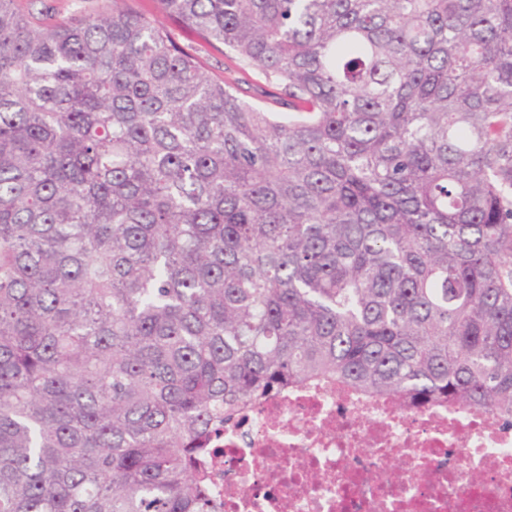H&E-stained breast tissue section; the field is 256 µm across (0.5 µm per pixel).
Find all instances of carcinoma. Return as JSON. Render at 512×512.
I'll list each match as a JSON object with an SVG mask.
<instances>
[{
    "mask_svg": "<svg viewBox=\"0 0 512 512\" xmlns=\"http://www.w3.org/2000/svg\"><path fill=\"white\" fill-rule=\"evenodd\" d=\"M0 0V512H216L290 386L512 415V0ZM105 0H41L37 8H45L48 16L53 19L62 20L70 17L93 16ZM157 17L172 38L187 52L196 56L210 74L224 78L231 87L248 91L244 96L247 101L274 112H288L286 108L271 103V94L276 92L273 78H268L258 69L241 62L225 51L223 46L215 47L205 43L186 26L160 15Z\"/></svg>",
    "mask_w": 512,
    "mask_h": 512,
    "instance_id": "carcinoma-1",
    "label": "carcinoma"
}]
</instances>
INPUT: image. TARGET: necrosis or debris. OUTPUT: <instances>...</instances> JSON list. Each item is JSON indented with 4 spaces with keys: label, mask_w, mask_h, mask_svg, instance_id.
<instances>
[{
    "label": "necrosis or debris",
    "mask_w": 512,
    "mask_h": 512,
    "mask_svg": "<svg viewBox=\"0 0 512 512\" xmlns=\"http://www.w3.org/2000/svg\"><path fill=\"white\" fill-rule=\"evenodd\" d=\"M222 512H512V419L299 388L216 434Z\"/></svg>",
    "instance_id": "necrosis-or-debris-1"
}]
</instances>
